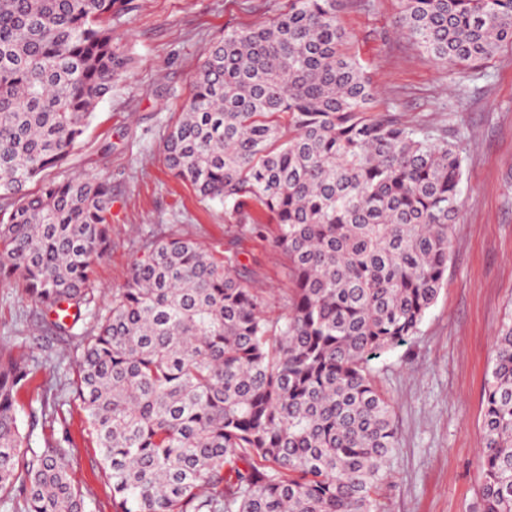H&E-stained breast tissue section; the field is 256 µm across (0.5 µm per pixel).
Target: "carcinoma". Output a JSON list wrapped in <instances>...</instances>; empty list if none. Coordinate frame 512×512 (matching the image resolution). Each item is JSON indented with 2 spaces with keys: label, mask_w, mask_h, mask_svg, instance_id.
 Here are the masks:
<instances>
[{
  "label": "carcinoma",
  "mask_w": 512,
  "mask_h": 512,
  "mask_svg": "<svg viewBox=\"0 0 512 512\" xmlns=\"http://www.w3.org/2000/svg\"><path fill=\"white\" fill-rule=\"evenodd\" d=\"M340 0H290L206 52L164 144L170 173L243 219L274 220L288 313L191 239L150 243L100 310L112 186L28 184L71 156L130 59L131 0H0V280L50 326L92 316L77 380L113 512H381L398 447L370 362L416 335L445 283L459 145L370 113ZM430 58L476 68L512 45V0H402ZM38 361L0 352V502L85 512L61 443L20 428ZM482 512H512V321L495 341L478 461Z\"/></svg>",
  "instance_id": "cac0c4a2"
}]
</instances>
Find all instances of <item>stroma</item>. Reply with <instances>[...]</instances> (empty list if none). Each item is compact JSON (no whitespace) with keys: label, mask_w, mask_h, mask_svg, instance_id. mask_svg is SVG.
Here are the masks:
<instances>
[{"label":"stroma","mask_w":512,"mask_h":512,"mask_svg":"<svg viewBox=\"0 0 512 512\" xmlns=\"http://www.w3.org/2000/svg\"><path fill=\"white\" fill-rule=\"evenodd\" d=\"M289 0H134L112 37L132 59L98 105L56 178L70 174L112 183L111 247L94 267L99 305L126 285L147 241L190 238L236 254L239 270L270 300L268 315L287 313L291 283L272 243L273 222L252 210L261 232L241 231V217L222 202L203 201L168 171V129L187 98L205 51L225 32L269 22ZM401 0H343L339 22L374 93L373 110L448 136L462 149V205L450 231L446 284L418 333L373 360L390 397L399 446L381 491L383 512H478L483 395L494 341L512 320V46L477 69L435 63L398 26ZM15 282L0 283V345L14 355L53 359L21 394L23 424L67 451L86 512H112L111 484L86 413L75 403L41 413L42 402L71 390L77 336L47 329Z\"/></svg>","instance_id":"stroma-1"}]
</instances>
